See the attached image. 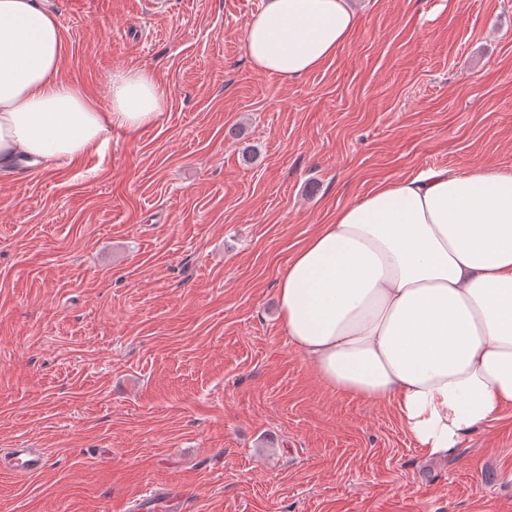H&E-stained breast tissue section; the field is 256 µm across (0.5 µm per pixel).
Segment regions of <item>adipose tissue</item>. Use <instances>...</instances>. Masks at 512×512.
<instances>
[{
  "label": "adipose tissue",
  "instance_id": "obj_1",
  "mask_svg": "<svg viewBox=\"0 0 512 512\" xmlns=\"http://www.w3.org/2000/svg\"><path fill=\"white\" fill-rule=\"evenodd\" d=\"M353 0H264L245 52L290 81L355 32ZM63 39L38 0H0V171L100 149L155 124L148 70L113 73L104 101L61 79ZM280 325L330 390L394 405L428 455L512 407V171L430 169L337 211L278 281Z\"/></svg>",
  "mask_w": 512,
  "mask_h": 512
}]
</instances>
